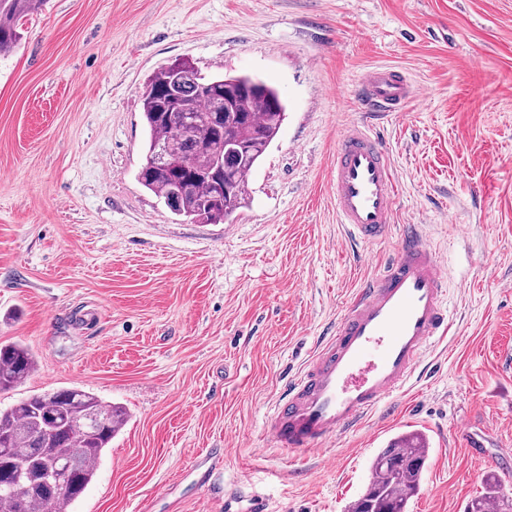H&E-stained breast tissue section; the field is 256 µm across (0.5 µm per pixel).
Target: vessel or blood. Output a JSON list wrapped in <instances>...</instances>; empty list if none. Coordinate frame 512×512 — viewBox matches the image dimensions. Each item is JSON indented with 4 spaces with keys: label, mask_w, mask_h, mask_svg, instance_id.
I'll return each instance as SVG.
<instances>
[{
    "label": "vessel or blood",
    "mask_w": 512,
    "mask_h": 512,
    "mask_svg": "<svg viewBox=\"0 0 512 512\" xmlns=\"http://www.w3.org/2000/svg\"><path fill=\"white\" fill-rule=\"evenodd\" d=\"M412 79L393 66L361 77L354 97L363 111L403 116L416 96ZM331 196L348 239L384 241L397 216L388 153L365 125L338 138ZM379 274L356 289L334 329L301 372L286 382L265 418L275 447L315 453L357 427L403 391L434 344L456 331L447 276L420 225H402Z\"/></svg>",
    "instance_id": "obj_1"
}]
</instances>
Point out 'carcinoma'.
I'll list each match as a JSON object with an SVG mask.
<instances>
[{"instance_id": "obj_1", "label": "carcinoma", "mask_w": 512, "mask_h": 512, "mask_svg": "<svg viewBox=\"0 0 512 512\" xmlns=\"http://www.w3.org/2000/svg\"><path fill=\"white\" fill-rule=\"evenodd\" d=\"M45 0H0V53L20 42L19 22ZM148 131L145 154L162 142L169 163L142 165L144 188L194 221L223 224L240 207L247 177L285 120L286 107L265 81L248 75L207 77L189 62L157 71L142 91ZM37 367L25 345L0 343V392L22 384ZM125 422V413L95 394L59 388L0 409V512H67L92 482L98 462ZM428 459L425 439L402 435L373 461L364 493L348 512H408ZM465 512H512L496 478Z\"/></svg>"}]
</instances>
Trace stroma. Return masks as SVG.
<instances>
[{
    "label": "stroma",
    "instance_id": "1",
    "mask_svg": "<svg viewBox=\"0 0 512 512\" xmlns=\"http://www.w3.org/2000/svg\"><path fill=\"white\" fill-rule=\"evenodd\" d=\"M21 33L0 55V342L38 367L0 407L77 387L127 414L69 512H224L231 489L347 512L412 431L429 458L409 512H464L490 475L512 496V0H47ZM181 59L257 76L287 107L230 234L137 178L143 83ZM380 64L420 90L381 137L457 332L389 412L290 453L263 429L285 376L396 245L344 242L330 194L338 135L364 120L352 91ZM228 436L217 488L197 487L193 461Z\"/></svg>",
    "mask_w": 512,
    "mask_h": 512
}]
</instances>
